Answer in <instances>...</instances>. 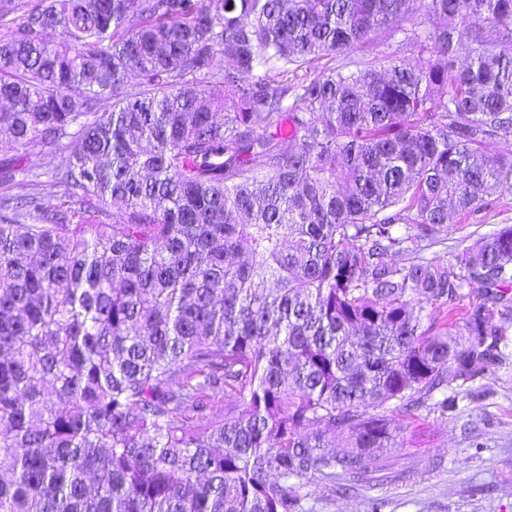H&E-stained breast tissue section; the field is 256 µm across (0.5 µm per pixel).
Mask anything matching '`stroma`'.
<instances>
[{"instance_id": "1", "label": "stroma", "mask_w": 512, "mask_h": 512, "mask_svg": "<svg viewBox=\"0 0 512 512\" xmlns=\"http://www.w3.org/2000/svg\"><path fill=\"white\" fill-rule=\"evenodd\" d=\"M512 224V184L498 188L492 209L463 216L448 230L449 246ZM447 419L422 415L388 449L394 462L380 484L346 493L317 485L305 512H512V343L482 378L451 386Z\"/></svg>"}]
</instances>
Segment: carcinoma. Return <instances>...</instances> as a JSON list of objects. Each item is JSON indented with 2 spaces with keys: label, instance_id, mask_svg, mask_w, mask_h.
<instances>
[{
  "label": "carcinoma",
  "instance_id": "obj_1",
  "mask_svg": "<svg viewBox=\"0 0 512 512\" xmlns=\"http://www.w3.org/2000/svg\"><path fill=\"white\" fill-rule=\"evenodd\" d=\"M16 10L0 512H300L499 355L512 225L435 248L512 180V0ZM397 27L413 64L373 53Z\"/></svg>",
  "mask_w": 512,
  "mask_h": 512
}]
</instances>
